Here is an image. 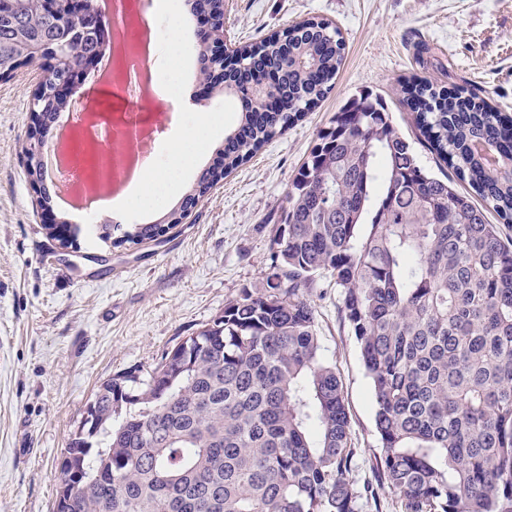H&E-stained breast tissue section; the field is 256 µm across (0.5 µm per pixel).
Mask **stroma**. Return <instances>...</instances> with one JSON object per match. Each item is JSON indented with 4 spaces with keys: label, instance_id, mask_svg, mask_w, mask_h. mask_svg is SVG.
<instances>
[{
    "label": "stroma",
    "instance_id": "obj_1",
    "mask_svg": "<svg viewBox=\"0 0 512 512\" xmlns=\"http://www.w3.org/2000/svg\"><path fill=\"white\" fill-rule=\"evenodd\" d=\"M319 18L345 42L335 84L313 112L229 172L162 243L102 242L88 231L69 248L47 234L66 222L57 204L43 207L24 176L21 142L37 67L0 78V512H52L54 472L85 405L105 381L148 370L162 354L221 314L242 288L264 277L275 234L271 216L287 204L300 167L343 105L364 93L382 97L422 165L449 174L418 142L405 105L411 77L477 91L512 115V0H224V35L259 41ZM188 103L136 105L102 90L112 111L167 116L151 167L197 122L199 112L234 114L204 97L198 65ZM326 359L335 363L348 407L357 491L372 488L378 512H399L379 486L374 405L359 349L344 325L339 288L321 281L309 296Z\"/></svg>",
    "mask_w": 512,
    "mask_h": 512
}]
</instances>
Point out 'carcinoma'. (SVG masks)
Here are the masks:
<instances>
[{"label": "carcinoma", "mask_w": 512, "mask_h": 512, "mask_svg": "<svg viewBox=\"0 0 512 512\" xmlns=\"http://www.w3.org/2000/svg\"><path fill=\"white\" fill-rule=\"evenodd\" d=\"M93 0H15L0 16V75L32 49L62 45L72 77L96 61L105 28ZM202 80L240 102L237 125L166 224H132L118 243L160 240L224 173L323 99L343 60L323 20L214 51L224 0H193ZM415 123L456 178L428 173L385 103L352 99L321 131L277 218L263 283L184 338L144 375L102 383L64 450L53 512H361L356 449L336 365L308 295L343 289L380 445L378 482L401 512H512V119L486 98L408 83ZM45 125L67 108L30 103ZM29 181L44 183L26 135Z\"/></svg>", "instance_id": "carcinoma-1"}]
</instances>
